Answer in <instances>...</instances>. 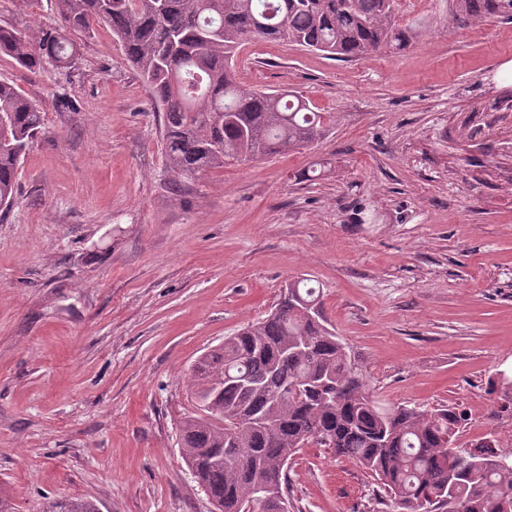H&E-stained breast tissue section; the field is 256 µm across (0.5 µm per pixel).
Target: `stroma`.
I'll list each match as a JSON object with an SVG mask.
<instances>
[{"label": "stroma", "mask_w": 512, "mask_h": 512, "mask_svg": "<svg viewBox=\"0 0 512 512\" xmlns=\"http://www.w3.org/2000/svg\"><path fill=\"white\" fill-rule=\"evenodd\" d=\"M410 45L338 61L254 39L246 89L325 114L313 146L227 160L172 193L163 118L110 28L74 35L70 72L0 55L44 133L0 211V490L101 512H213L178 449L184 374L310 279L384 403L465 414L457 443L512 453V20L459 26L448 0H397ZM54 0H0L34 38ZM374 484L316 444L288 467V512H372ZM98 503L90 498L71 496L46 497L39 512H99Z\"/></svg>", "instance_id": "35a3bbf8"}]
</instances>
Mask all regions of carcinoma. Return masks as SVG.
<instances>
[{
  "mask_svg": "<svg viewBox=\"0 0 512 512\" xmlns=\"http://www.w3.org/2000/svg\"><path fill=\"white\" fill-rule=\"evenodd\" d=\"M61 26L34 40L0 27V53L37 71L71 69L68 34L104 24L121 42L163 112L172 190L228 158L256 160L306 148L325 116L295 92L247 91L234 56L255 38L353 60L404 49L395 0H55ZM454 20L512 17V0H449ZM42 108L0 81V207L16 192ZM187 382L196 413L180 425L179 452L215 512L288 508V463L309 443L358 463L396 512H512V459L483 438L452 447L464 417L453 407L384 406L327 327L320 290L300 279L280 302L199 356ZM235 441V453L225 454ZM276 486L268 498L261 481ZM39 512H99L90 498L46 497Z\"/></svg>",
  "mask_w": 512,
  "mask_h": 512,
  "instance_id": "1",
  "label": "carcinoma"
}]
</instances>
